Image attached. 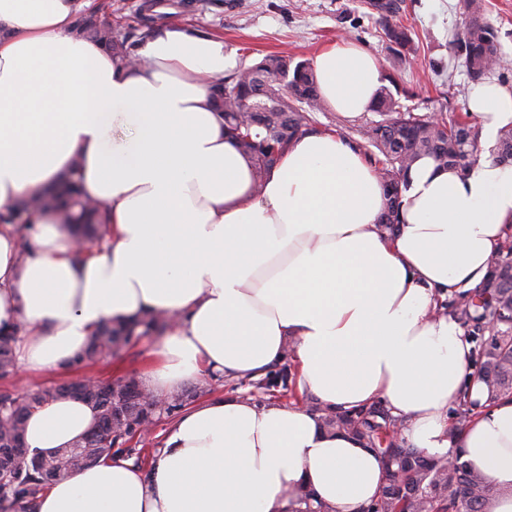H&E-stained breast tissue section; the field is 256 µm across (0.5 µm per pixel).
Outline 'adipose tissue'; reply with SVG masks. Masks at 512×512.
<instances>
[{"instance_id":"adipose-tissue-1","label":"adipose tissue","mask_w":512,"mask_h":512,"mask_svg":"<svg viewBox=\"0 0 512 512\" xmlns=\"http://www.w3.org/2000/svg\"><path fill=\"white\" fill-rule=\"evenodd\" d=\"M80 0H0V213L76 176L107 208L104 243L75 260L73 225L30 216L28 240L0 224V334L19 333L31 375L67 366L99 325L147 312L175 321L144 374L157 395L201 377L266 375L285 356L299 402L210 397L170 423L149 466L115 456L53 481L34 512H289L313 490L334 512H364L384 469L320 409L384 402L407 444L460 454L512 512V397L488 403L470 381L460 323L440 302L483 285L512 230V165L481 158L466 172L422 157L409 170L401 222L380 216L386 192L362 151L333 132L293 139L263 185L210 86L224 41L170 24L136 65L72 34ZM321 99L348 118L369 111L385 74L342 39L314 58ZM469 110L485 144L512 124V86L476 85ZM478 406L459 435L449 411L462 388ZM74 399L38 407L30 455L71 447L93 426Z\"/></svg>"}]
</instances>
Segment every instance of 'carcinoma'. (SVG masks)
Instances as JSON below:
<instances>
[{
  "mask_svg": "<svg viewBox=\"0 0 512 512\" xmlns=\"http://www.w3.org/2000/svg\"><path fill=\"white\" fill-rule=\"evenodd\" d=\"M468 16L453 49L464 58L467 75L474 83L486 79L501 67L497 34L485 17L484 0H464ZM74 31L102 43L112 56L128 64L136 63V46L152 38L157 28L143 22L139 28L125 29L107 23L96 24L78 16ZM384 34L394 58L405 61L415 53L407 29L385 25ZM211 97L224 115V133L234 138L253 163L256 182L262 184L296 136L312 131L315 113L325 110L318 94L313 68L306 61L296 63L286 57L266 55L233 75L211 86ZM373 111L379 119L357 130L362 139L358 147L373 167L388 197L387 209L380 223H400L401 183L410 166L428 155L446 167L462 172L475 162L479 128L469 114H454L434 119V115L401 110L392 90L380 89ZM497 161L512 164V125L500 130ZM36 210L53 211L61 221L81 231L88 247L101 242L108 233L106 209L99 202L82 198L78 183L68 179L61 187L34 195L14 212L0 214V224H12L22 233L30 227L29 216ZM507 251L491 258L496 277L483 286L463 293L440 305L453 315L474 343L471 365L477 381L488 388L490 399L512 396V234L504 240ZM169 327V319L159 313H145L137 319L102 323L89 347L73 363L80 366L116 354L143 336L159 335ZM15 336H0V379L12 376L15 369ZM290 375L284 368L267 372L258 384L264 389L288 390ZM136 381L118 379L110 384H96L97 393L87 400L98 419L105 424V434L90 442L81 441L64 448L50 458L28 457L27 448L19 455L0 457V502L26 504L33 512L38 494L51 481L69 469H81L115 455L136 456L141 462L142 449L127 448L126 442L143 435L149 414L134 412L128 405L129 387ZM65 397L63 386H54L31 395L0 392V446L23 439L27 417L35 408ZM476 403L463 394L455 412L453 428L461 431L470 420ZM322 422L328 430H344L363 441L384 466V485L373 512H490L498 490L483 474L460 462L423 455L392 433L401 425L382 402L356 411L325 412ZM292 512H332L316 501L311 490L299 493Z\"/></svg>",
  "mask_w": 512,
  "mask_h": 512,
  "instance_id": "carcinoma-1",
  "label": "carcinoma"
}]
</instances>
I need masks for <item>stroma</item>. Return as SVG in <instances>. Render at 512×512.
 <instances>
[{
  "mask_svg": "<svg viewBox=\"0 0 512 512\" xmlns=\"http://www.w3.org/2000/svg\"><path fill=\"white\" fill-rule=\"evenodd\" d=\"M391 23L407 28L417 47L413 62H395L379 24L372 0H84L94 21L118 20L137 25L152 18L155 26L183 22L210 36L223 38L237 68H244L269 54L293 61L313 60L325 46L341 38L359 43L380 61L403 93V107L417 113H464L473 87L452 42L463 31L467 18L461 0H396ZM153 337L145 336L119 353L85 367L50 370L40 376L17 371L0 380V390L33 392L77 378L102 382L140 378L149 365ZM195 399L215 395L252 398L289 404L288 392L268 395L247 383L216 382L208 378L185 387Z\"/></svg>",
  "mask_w": 512,
  "mask_h": 512,
  "instance_id": "35a3bbf8",
  "label": "stroma"
}]
</instances>
